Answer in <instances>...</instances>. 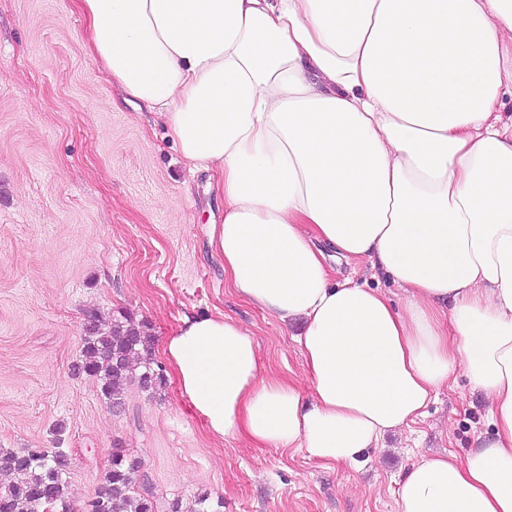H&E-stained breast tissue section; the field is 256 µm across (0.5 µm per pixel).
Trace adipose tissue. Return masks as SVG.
Listing matches in <instances>:
<instances>
[{
	"mask_svg": "<svg viewBox=\"0 0 512 512\" xmlns=\"http://www.w3.org/2000/svg\"><path fill=\"white\" fill-rule=\"evenodd\" d=\"M92 59L216 172L210 242L241 298L295 341L310 393L252 333L184 318L163 344L211 437L240 431L356 466L456 369L492 437L422 458L397 512H512V0H80ZM367 259L403 308L327 251ZM332 274L336 282L342 281L346 277H351L360 283L365 282L372 288H379L397 308H402L405 302V292L399 288L392 280L376 269H372L370 260L362 259L355 262L346 263L345 260H329Z\"/></svg>",
	"mask_w": 512,
	"mask_h": 512,
	"instance_id": "obj_1",
	"label": "adipose tissue"
}]
</instances>
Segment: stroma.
<instances>
[{"mask_svg":"<svg viewBox=\"0 0 512 512\" xmlns=\"http://www.w3.org/2000/svg\"><path fill=\"white\" fill-rule=\"evenodd\" d=\"M86 26L76 0H0V448L63 450L74 512L94 497L117 443L180 512L203 495L219 512H397V484L421 456L461 458L492 435L487 399L456 371L423 417L354 468L244 432L211 438L162 356L166 337L185 316L224 314L252 332L266 374L306 390L300 326L233 291L209 243V224L224 217L216 175L190 172L163 119L125 102L91 59ZM329 266L403 307V289L369 260ZM91 309L152 329L165 384L129 383L122 413L96 378L73 372Z\"/></svg>","mask_w":512,"mask_h":512,"instance_id":"obj_1","label":"stroma"}]
</instances>
